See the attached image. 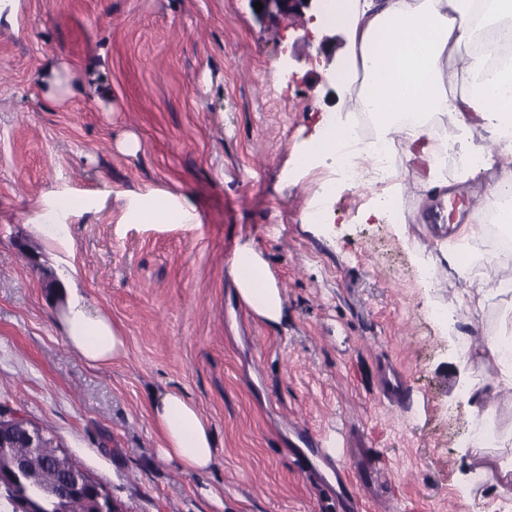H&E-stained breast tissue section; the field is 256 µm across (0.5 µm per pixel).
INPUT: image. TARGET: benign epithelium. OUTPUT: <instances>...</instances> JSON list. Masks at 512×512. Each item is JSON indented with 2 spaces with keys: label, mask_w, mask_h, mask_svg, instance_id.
Here are the masks:
<instances>
[{
  "label": "benign epithelium",
  "mask_w": 512,
  "mask_h": 512,
  "mask_svg": "<svg viewBox=\"0 0 512 512\" xmlns=\"http://www.w3.org/2000/svg\"><path fill=\"white\" fill-rule=\"evenodd\" d=\"M263 5L261 13L279 19H305L306 12L321 11L324 0H252ZM23 438L31 449L42 448L52 440L47 432L28 421L18 412H5L0 409V495L9 499L16 512H36L29 500L14 492V485L19 476L32 481L36 473V464L32 457H19L15 454L18 438ZM57 469L74 478L72 489L91 488L95 492L93 506L89 512H120L112 497L85 470L72 465V460L62 450L54 455Z\"/></svg>",
  "instance_id": "1"
}]
</instances>
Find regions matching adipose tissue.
<instances>
[{
    "instance_id": "ef3b65f1",
    "label": "adipose tissue",
    "mask_w": 512,
    "mask_h": 512,
    "mask_svg": "<svg viewBox=\"0 0 512 512\" xmlns=\"http://www.w3.org/2000/svg\"><path fill=\"white\" fill-rule=\"evenodd\" d=\"M329 22L346 34V72L339 82L352 98L354 113L324 118L319 131L298 148L293 164L299 170L332 166L353 134L355 112L370 113L377 145L359 149L374 160L375 148L398 142L405 171H416L417 187L428 200L448 196L441 168L449 154L469 161L461 180L482 179L483 207L437 235L432 248L460 280L472 317L486 302L512 291V277L471 280L463 246L482 239L481 212L496 209L506 233H512V60L489 65L481 37L491 30L512 31V0H332ZM482 129L474 139V129ZM123 218L129 224H190L194 218L179 197L153 192L129 199ZM238 298L262 322H287L282 291L262 251L252 241L234 248L227 259ZM56 319L67 344L83 359L104 364L125 349L120 328L93 309L80 289L59 290ZM512 337V323L498 335L473 342L463 337L465 359L492 368V375L472 387L470 409L475 420L490 425L494 397L512 391V358L503 351ZM150 415L164 456L176 459L186 472L201 475L215 461V443L208 421L183 393L155 397ZM466 451L475 471L498 491L512 486V456L491 452L483 435L470 439Z\"/></svg>"
}]
</instances>
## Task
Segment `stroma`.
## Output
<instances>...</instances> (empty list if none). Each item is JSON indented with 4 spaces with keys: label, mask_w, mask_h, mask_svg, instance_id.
<instances>
[{
    "label": "stroma",
    "mask_w": 512,
    "mask_h": 512,
    "mask_svg": "<svg viewBox=\"0 0 512 512\" xmlns=\"http://www.w3.org/2000/svg\"><path fill=\"white\" fill-rule=\"evenodd\" d=\"M326 34L251 0H18L0 28V407L48 428L121 512H342L306 474L297 429L336 449L360 437L391 473L361 512H512L463 452L466 392L486 370L458 339L494 335L512 297L470 320L416 196L401 201L408 237L358 221L382 193L371 178L329 196V223L309 218L336 172L297 171L292 155L321 114L350 110L341 47L318 52ZM150 191L186 197L195 223H123L121 195ZM49 193L99 202L65 214L62 245L43 232ZM241 237L284 292L281 327L237 299L226 261ZM65 271L121 329L113 362L67 345L43 288ZM445 307L454 322L433 317ZM389 363L400 405L379 392ZM168 390L211 425L205 475L159 452L149 405Z\"/></svg>",
    "instance_id": "1"
}]
</instances>
